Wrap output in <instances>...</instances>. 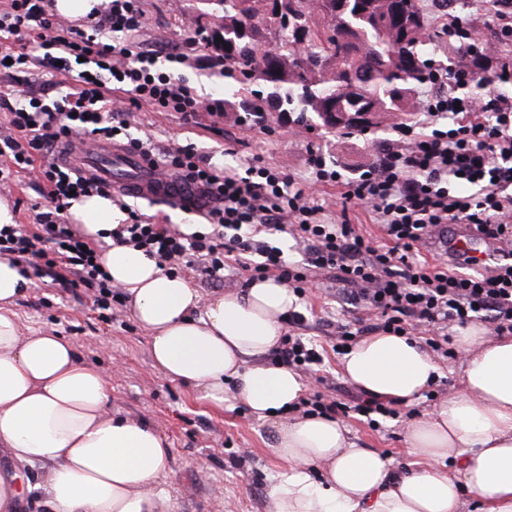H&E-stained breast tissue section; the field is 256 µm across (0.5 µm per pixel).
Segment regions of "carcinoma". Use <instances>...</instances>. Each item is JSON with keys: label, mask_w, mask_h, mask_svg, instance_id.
<instances>
[{"label": "carcinoma", "mask_w": 512, "mask_h": 512, "mask_svg": "<svg viewBox=\"0 0 512 512\" xmlns=\"http://www.w3.org/2000/svg\"><path fill=\"white\" fill-rule=\"evenodd\" d=\"M209 14H221V36L200 29L224 59V77L250 73L263 88L241 110L309 128L333 108L339 122L321 124L323 134L349 136L372 128L383 133L390 121L414 116L416 94L429 64L448 74L467 56L486 57L512 48L489 29L485 38L466 34L460 48L436 60L438 44L426 38L420 0H288V25L270 17L265 0H200ZM274 46L264 48V33ZM373 111L374 123L352 117Z\"/></svg>", "instance_id": "carcinoma-1"}]
</instances>
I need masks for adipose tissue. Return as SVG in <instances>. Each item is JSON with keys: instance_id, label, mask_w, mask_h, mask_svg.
Instances as JSON below:
<instances>
[{"instance_id": "obj_1", "label": "adipose tissue", "mask_w": 512, "mask_h": 512, "mask_svg": "<svg viewBox=\"0 0 512 512\" xmlns=\"http://www.w3.org/2000/svg\"><path fill=\"white\" fill-rule=\"evenodd\" d=\"M69 214L92 239L127 217L98 195L73 201ZM103 259L150 333L156 368L210 405L244 404L274 430L272 452L285 468L267 512H512V337L460 330L463 390L408 422L414 470L398 475L390 457L357 447L341 422L295 416L307 384L268 360L297 307L287 281L257 280L205 300L142 251L114 246ZM23 283L0 258V449L14 470L44 466L43 512H170L159 486L170 460L164 438L113 412L105 374L63 337L22 331L10 306ZM438 373L404 336L363 338L343 357L351 384L402 403L422 398ZM14 470L0 473V512L24 507Z\"/></svg>"}]
</instances>
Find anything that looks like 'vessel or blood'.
I'll return each mask as SVG.
<instances>
[{
  "label": "vessel or blood",
  "mask_w": 512,
  "mask_h": 512,
  "mask_svg": "<svg viewBox=\"0 0 512 512\" xmlns=\"http://www.w3.org/2000/svg\"><path fill=\"white\" fill-rule=\"evenodd\" d=\"M66 160L83 173L102 178L114 189L139 199L172 203L202 199L199 186L161 175L150 158L122 144L87 138L79 149L67 154Z\"/></svg>",
  "instance_id": "b4317fda"
}]
</instances>
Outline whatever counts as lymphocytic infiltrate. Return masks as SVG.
<instances>
[{"label": "lymphocytic infiltrate", "mask_w": 512, "mask_h": 512, "mask_svg": "<svg viewBox=\"0 0 512 512\" xmlns=\"http://www.w3.org/2000/svg\"><path fill=\"white\" fill-rule=\"evenodd\" d=\"M47 3L9 0L0 9V71L20 80L34 45L48 74L74 81L71 92L48 101L31 96L10 111L9 132L0 137V188H9L24 172L36 174L48 190L43 202L33 206V225L0 226V257L9 259L20 275L49 279L74 295L89 293L94 309L108 322L112 306H125L127 295L108 275L102 246L66 223L64 211L74 197L107 195L111 189L105 181L54 161V153L73 151L87 137L114 138L128 129L126 116L135 107L175 112L198 125L222 116L224 102L199 96L178 75L190 63L189 50L206 48L201 33L187 37L185 53L132 54L103 37L139 28L141 0H108L81 29L49 13ZM505 79L512 80V61L502 63L489 77L485 94L474 98L459 94L445 73L432 71L420 91L417 124H399L394 145L349 180H342L322 153L310 150L316 180L344 181L343 205L370 210L381 240L345 220L321 222L322 204L294 176L257 159L241 172L219 171L188 145L169 152L165 165L172 176L203 187L208 232L188 235L133 211L112 238L142 250L164 271L189 269L216 285L232 264L253 281L286 280L300 296L312 274L330 276L345 286L349 304L368 317L360 332H416L443 356L452 324L463 327L479 320L496 335L512 334V96L496 90ZM447 116L452 125H444ZM447 224L468 225L497 242L502 262L480 269L471 258L460 267L455 250L446 260L430 262L422 247L436 228ZM284 235L293 239L302 262L288 261L276 246ZM304 322L302 312L289 313L288 331L273 355L307 375L323 358L299 336ZM310 407L328 416L400 415L394 401L371 396L352 405L318 398Z\"/></svg>", "instance_id": "f902f5d3"}]
</instances>
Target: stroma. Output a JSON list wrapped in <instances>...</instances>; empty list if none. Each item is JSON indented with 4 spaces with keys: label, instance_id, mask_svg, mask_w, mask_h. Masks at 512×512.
Returning <instances> with one entry per match:
<instances>
[{
    "label": "stroma",
    "instance_id": "obj_1",
    "mask_svg": "<svg viewBox=\"0 0 512 512\" xmlns=\"http://www.w3.org/2000/svg\"><path fill=\"white\" fill-rule=\"evenodd\" d=\"M141 7L139 31L118 39L121 46L134 52L149 47L181 49L193 32L203 27L216 31L221 25L219 18L202 14L198 0H141ZM212 55L209 49L191 52V64L181 75L198 95L220 99L224 79L215 75ZM129 123L130 136L149 140L155 152L190 144L219 169L260 157L265 165L290 173L300 183L314 184L325 207L323 221L333 224L345 214L371 236L379 234L368 211L342 212V183L316 182L308 150L319 149L347 178L353 169L375 161L382 145L395 139L394 130L379 136L326 138L316 128L295 135L283 122L241 124L235 109L226 111L213 129L205 130L186 123L178 113L155 112L147 106L133 110ZM42 199L40 182L28 175L17 179L9 191L0 192V201L8 203L18 224H33L31 206ZM331 290L326 281L313 286L301 300L300 310L306 317L302 334L324 348L322 374L327 378V394L339 395L347 402L357 389L341 373L342 357L334 349L336 332L325 321L336 314L353 327L358 312H342L330 299ZM11 309L23 330L69 340L85 363L107 375L113 411L150 424L166 439L172 454L171 473L161 487L171 499L172 512H266L271 481L280 470L271 451L273 432L262 427L248 409L215 408L198 400L192 387L163 377L151 360L148 333L131 307H123L105 323L93 311L91 297L74 298L33 278ZM437 364L441 381L434 387L433 398L416 400L398 418L381 421L376 428L351 416L344 419L357 446L390 456L397 472L406 471L410 461L405 435L409 417L430 410L435 400L459 388L458 358L441 357Z\"/></svg>",
    "mask_w": 512,
    "mask_h": 512
}]
</instances>
